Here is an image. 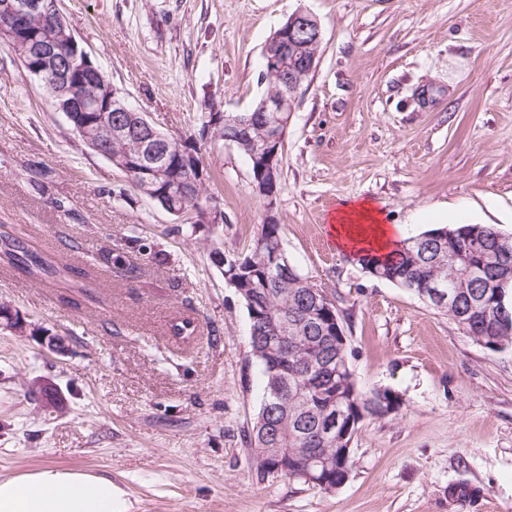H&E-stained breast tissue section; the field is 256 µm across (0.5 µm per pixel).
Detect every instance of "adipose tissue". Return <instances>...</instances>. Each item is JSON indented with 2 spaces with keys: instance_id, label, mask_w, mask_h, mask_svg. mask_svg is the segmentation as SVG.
<instances>
[{
  "instance_id": "adipose-tissue-1",
  "label": "adipose tissue",
  "mask_w": 512,
  "mask_h": 512,
  "mask_svg": "<svg viewBox=\"0 0 512 512\" xmlns=\"http://www.w3.org/2000/svg\"><path fill=\"white\" fill-rule=\"evenodd\" d=\"M330 235L346 253H385L404 237L402 225L384 223L370 203L344 205L332 218ZM0 512H124L110 478L47 465L0 480Z\"/></svg>"
}]
</instances>
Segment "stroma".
<instances>
[{
	"instance_id": "35a3bbf8",
	"label": "stroma",
	"mask_w": 512,
	"mask_h": 512,
	"mask_svg": "<svg viewBox=\"0 0 512 512\" xmlns=\"http://www.w3.org/2000/svg\"><path fill=\"white\" fill-rule=\"evenodd\" d=\"M128 106L173 138L265 94L263 48L297 10L322 28L283 142L276 215L289 262L336 299L358 387L398 412L364 420L334 492L259 476L248 316L216 253L265 216L237 147L200 148L220 224L176 216L90 150L0 41V236L74 268L0 260V479L51 464L103 475L127 512H512V351L368 277L329 235L371 202L407 236L451 224L512 234V0H61ZM121 254L124 268L104 262ZM92 275L90 296L78 287ZM191 324L189 338L173 325ZM48 382L58 406L30 393ZM479 489L467 504L449 485Z\"/></svg>"
}]
</instances>
